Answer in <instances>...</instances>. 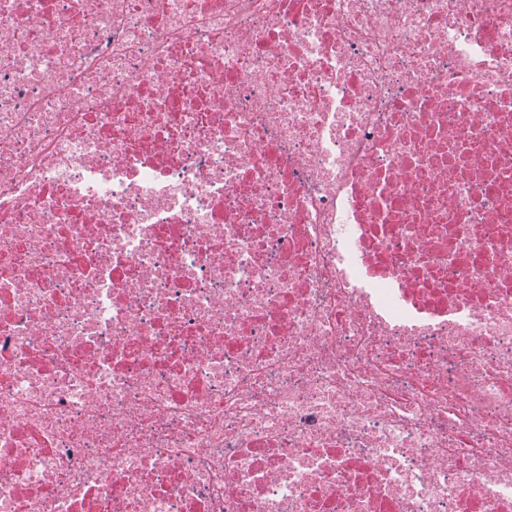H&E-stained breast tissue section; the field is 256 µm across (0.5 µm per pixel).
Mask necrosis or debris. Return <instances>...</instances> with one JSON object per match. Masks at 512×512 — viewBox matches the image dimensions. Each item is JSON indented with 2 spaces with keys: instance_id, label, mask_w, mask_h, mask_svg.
<instances>
[{
  "instance_id": "4bbe7bcc",
  "label": "necrosis or debris",
  "mask_w": 512,
  "mask_h": 512,
  "mask_svg": "<svg viewBox=\"0 0 512 512\" xmlns=\"http://www.w3.org/2000/svg\"><path fill=\"white\" fill-rule=\"evenodd\" d=\"M0 512H512V0H0Z\"/></svg>"
}]
</instances>
